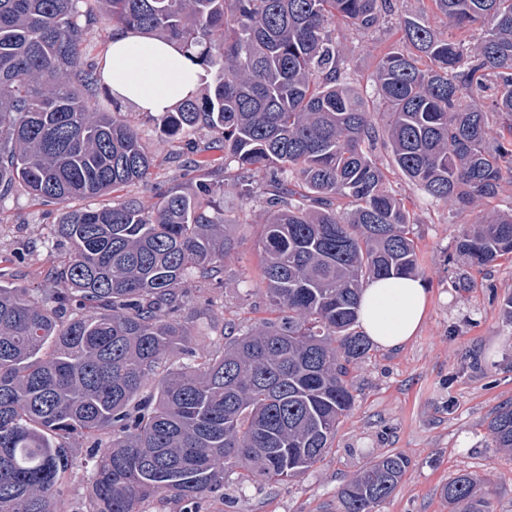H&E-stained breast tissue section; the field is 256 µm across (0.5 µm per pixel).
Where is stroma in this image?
I'll return each mask as SVG.
<instances>
[{"instance_id": "stroma-1", "label": "stroma", "mask_w": 512, "mask_h": 512, "mask_svg": "<svg viewBox=\"0 0 512 512\" xmlns=\"http://www.w3.org/2000/svg\"><path fill=\"white\" fill-rule=\"evenodd\" d=\"M421 7L420 0H397L394 14L367 37L342 32L358 86H365L377 57L397 41V12ZM80 26L86 59L101 68L112 24L93 13ZM81 96L93 111H120L151 147L154 168L148 179L125 188V195L149 205L160 190L175 185L181 173L176 157L186 150L185 138L161 135L152 118L131 105L114 107L105 83ZM391 183L417 219L422 279L430 289L418 334L396 348L372 346L355 364L350 379L354 406L339 424L331 450L310 471L285 484L228 475L223 497L208 502V512H339L341 487L367 462L388 452L405 455L409 467L376 512H451L442 488L461 473L473 475L488 492L493 512H512V452L492 447L487 429L495 409L512 403V321L502 307L503 297L512 292V261L472 273L469 287H456L457 271L448 254L466 229L465 216L431 201L399 175H392ZM224 208L237 218L228 231L238 241L224 263V285L212 288L194 281L188 296V327L195 335L210 333L214 351L223 347L224 338L220 329H209L211 319L251 323L269 315L259 287L260 209L243 204L232 191L224 195ZM60 214L58 206L21 191L0 202V282L51 287L48 272L62 268L66 259L54 234ZM90 476L85 449H73L71 478L57 512H87Z\"/></svg>"}]
</instances>
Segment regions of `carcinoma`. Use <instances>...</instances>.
<instances>
[{"label": "carcinoma", "instance_id": "obj_1", "mask_svg": "<svg viewBox=\"0 0 512 512\" xmlns=\"http://www.w3.org/2000/svg\"><path fill=\"white\" fill-rule=\"evenodd\" d=\"M82 0H0V201L18 189L64 208L66 287L38 299L0 284V512H51L70 441L89 442V512H142L157 495L203 512L238 468L286 483L331 448L354 404L350 366L369 279L417 277L414 215L372 155L377 136L412 185L458 213L480 209L455 256L481 270L512 261V0H427L398 16L399 39L369 76L381 108L351 82L336 28L367 34L391 0H95L112 31L197 51L205 93L156 118L168 137L219 135L150 206L78 200L150 175L137 127L90 112L78 37ZM439 19L444 27L430 21ZM265 213L258 246L273 320L224 323L221 352L185 325V285L224 284L235 241L224 190ZM185 362L157 372L162 359ZM512 450V405L488 423ZM409 460L369 462L338 493L340 512H374ZM453 512H492L468 473L443 488Z\"/></svg>", "mask_w": 512, "mask_h": 512}]
</instances>
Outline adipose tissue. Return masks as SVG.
I'll use <instances>...</instances> for the list:
<instances>
[{
  "mask_svg": "<svg viewBox=\"0 0 512 512\" xmlns=\"http://www.w3.org/2000/svg\"><path fill=\"white\" fill-rule=\"evenodd\" d=\"M204 75L193 54L180 45L133 31L114 36L102 70L116 100L154 116L193 97ZM427 304L428 290L420 278L372 279L362 291L359 324L373 343L395 347L416 335Z\"/></svg>",
  "mask_w": 512,
  "mask_h": 512,
  "instance_id": "1",
  "label": "adipose tissue"
}]
</instances>
